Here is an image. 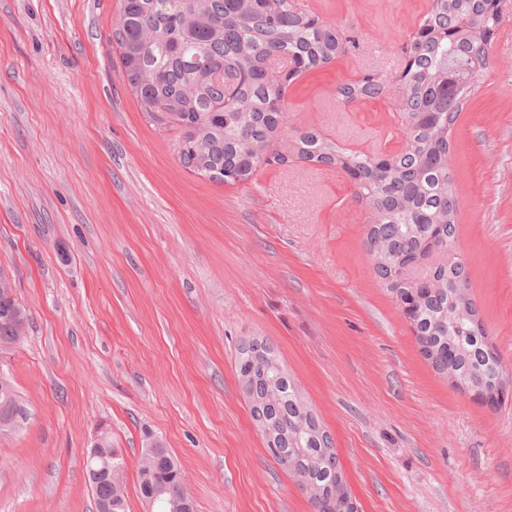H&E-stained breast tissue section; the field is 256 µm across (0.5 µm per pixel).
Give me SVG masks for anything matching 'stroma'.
<instances>
[{
	"mask_svg": "<svg viewBox=\"0 0 512 512\" xmlns=\"http://www.w3.org/2000/svg\"><path fill=\"white\" fill-rule=\"evenodd\" d=\"M121 0H0V269L29 317L0 351L21 415L0 440V512H96L87 453L142 440L174 456L195 512H312L267 453L236 373L266 341L331 436L359 512H512V400L490 409L422 356L366 248L371 212L338 167L299 158L298 132L394 155V84L432 0H299L355 40L291 81L287 165L223 184L184 168L121 77ZM448 138L457 246L512 373V0ZM386 82L387 79L380 76L364 77L340 87L339 94L346 99L379 98L384 93Z\"/></svg>",
	"mask_w": 512,
	"mask_h": 512,
	"instance_id": "stroma-1",
	"label": "stroma"
}]
</instances>
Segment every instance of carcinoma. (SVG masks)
I'll return each instance as SVG.
<instances>
[{
    "instance_id": "1",
    "label": "carcinoma",
    "mask_w": 512,
    "mask_h": 512,
    "mask_svg": "<svg viewBox=\"0 0 512 512\" xmlns=\"http://www.w3.org/2000/svg\"><path fill=\"white\" fill-rule=\"evenodd\" d=\"M501 13L487 0H433L410 39L414 62L392 80L406 87L402 108L404 149L384 162L375 156L342 153L313 130L298 133V152L308 162L333 165L355 178L358 199L373 206L377 222L367 232L368 254L381 283L409 319L421 353L440 374L455 371L461 386L496 391L483 400L496 408L512 394V375L503 370L469 293L464 258L428 266L419 279L424 253L457 252V198L448 154V129L488 66L475 32H494ZM113 38L122 78L142 111L166 126L182 129L180 161L214 181L246 183L256 171L286 156L279 136L288 82L346 50L350 38L318 21L294 0H264L244 15L238 0H176L161 13L155 0H122ZM387 79L365 77L339 88L346 99H375ZM238 377L247 391L251 417L270 431L267 453L278 464L292 460L290 472L308 496L313 512H350L347 500L326 484L342 470L339 457H324L327 432L308 408L275 352L252 358L241 347ZM139 462V488L155 512H171L166 487L181 493L182 474L163 444L156 446L151 471ZM112 499V512H126V487H98L96 507Z\"/></svg>"
}]
</instances>
